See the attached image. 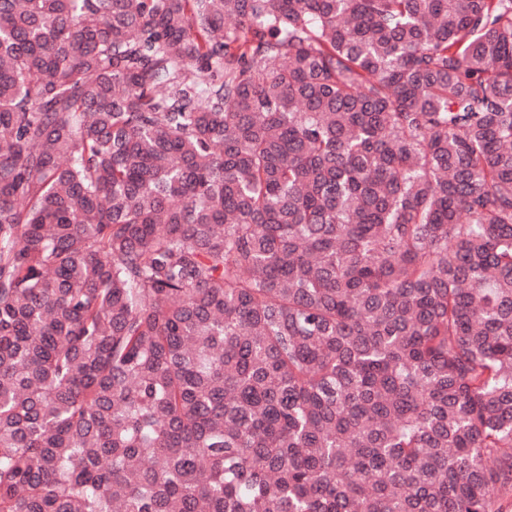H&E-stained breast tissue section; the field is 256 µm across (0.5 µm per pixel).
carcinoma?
Masks as SVG:
<instances>
[{
    "mask_svg": "<svg viewBox=\"0 0 512 512\" xmlns=\"http://www.w3.org/2000/svg\"><path fill=\"white\" fill-rule=\"evenodd\" d=\"M512 512V0H0V512Z\"/></svg>",
    "mask_w": 512,
    "mask_h": 512,
    "instance_id": "carcinoma-1",
    "label": "carcinoma"
}]
</instances>
